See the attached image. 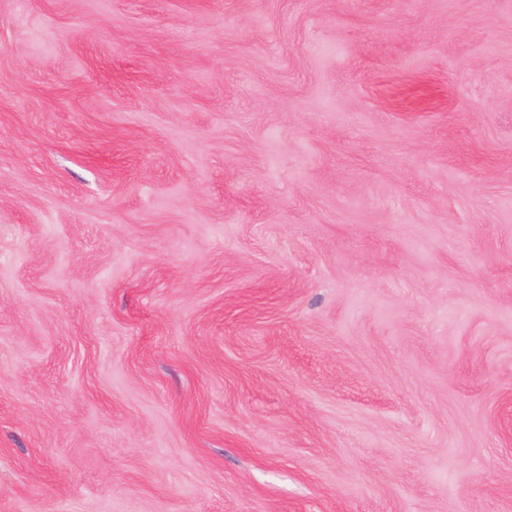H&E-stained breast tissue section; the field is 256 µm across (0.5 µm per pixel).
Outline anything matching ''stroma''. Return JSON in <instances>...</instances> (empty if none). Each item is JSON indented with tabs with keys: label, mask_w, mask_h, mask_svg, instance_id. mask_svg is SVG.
Masks as SVG:
<instances>
[{
	"label": "stroma",
	"mask_w": 512,
	"mask_h": 512,
	"mask_svg": "<svg viewBox=\"0 0 512 512\" xmlns=\"http://www.w3.org/2000/svg\"><path fill=\"white\" fill-rule=\"evenodd\" d=\"M0 512H512V0H0Z\"/></svg>",
	"instance_id": "1"
}]
</instances>
